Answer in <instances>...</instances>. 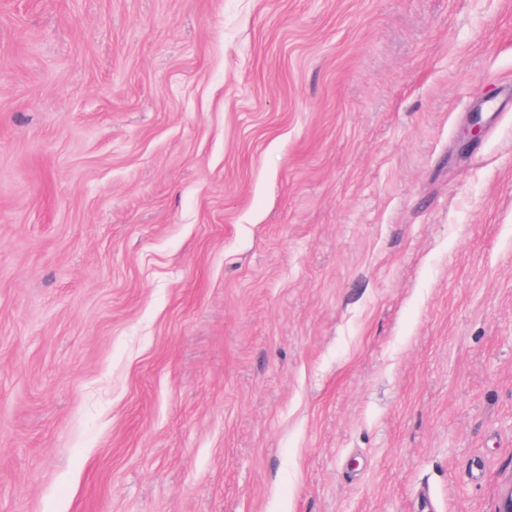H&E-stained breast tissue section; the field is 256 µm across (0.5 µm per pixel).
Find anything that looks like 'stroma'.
Returning a JSON list of instances; mask_svg holds the SVG:
<instances>
[{
	"label": "stroma",
	"mask_w": 512,
	"mask_h": 512,
	"mask_svg": "<svg viewBox=\"0 0 512 512\" xmlns=\"http://www.w3.org/2000/svg\"><path fill=\"white\" fill-rule=\"evenodd\" d=\"M511 485L512 0H0V512Z\"/></svg>",
	"instance_id": "35a3bbf8"
}]
</instances>
